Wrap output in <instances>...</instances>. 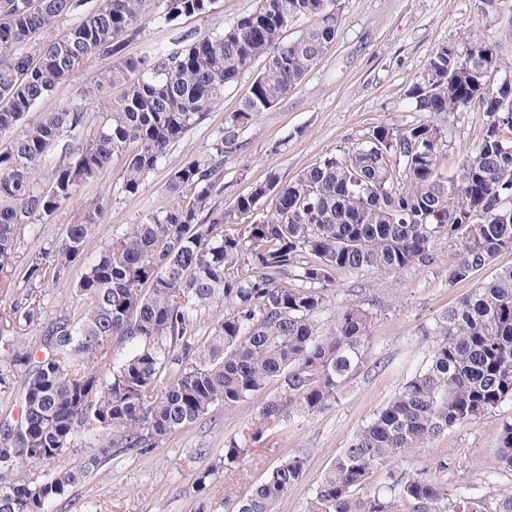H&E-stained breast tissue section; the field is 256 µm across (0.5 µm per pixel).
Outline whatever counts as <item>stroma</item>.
I'll use <instances>...</instances> for the list:
<instances>
[{"label": "stroma", "instance_id": "1", "mask_svg": "<svg viewBox=\"0 0 512 512\" xmlns=\"http://www.w3.org/2000/svg\"><path fill=\"white\" fill-rule=\"evenodd\" d=\"M343 15L334 46L288 96L259 113L239 132V150L224 159L221 206L256 182L276 174L294 180L319 157L337 153L359 141L373 127L419 120L407 97L430 56L441 43L460 45L473 35L496 45L512 62V10L504 0H338ZM254 0H215L202 19L184 18L172 25L146 21L140 39L125 52L138 56L155 49H177L191 40L219 32L250 10ZM112 66L106 57L84 63L39 106L50 112L80 106L91 117L108 111L120 87L102 80ZM252 76L227 88L223 105L184 138L172 144L152 173L140 197L129 199L117 187L123 171L116 160L101 181L84 191L103 197L106 220L90 240L87 252L96 254L112 238L139 223L151 209L163 206V187L171 171L187 159L205 157L231 115L247 96ZM486 125L482 112L472 109L456 116L445 130L447 145L440 157L444 171L455 173L463 158L479 145ZM81 208L80 202L60 211L46 223L22 231L17 251L25 260L30 251L59 241ZM458 248L447 240L435 244L436 258L392 275L376 272H337L328 288L329 304L321 317L331 326L342 302L356 301L371 316L372 362L355 375L340 398L309 416L292 417L258 443L252 444L242 468L225 471L226 442L259 422V400L236 411L200 419L147 452L114 456L97 474L71 488L55 501L51 512H232L234 505L259 485L279 461L291 454L307 458L303 479L281 501L277 512H305L324 470L333 458L421 368L429 354L423 329L433 326L482 281L512 267V252L502 253L470 279L449 282L448 271ZM512 421V401L481 419L461 425L426 448L414 449L409 471L434 474L439 459H447L444 479L449 492L482 499L512 497V469L497 456V434ZM209 472L210 487L200 491L196 479Z\"/></svg>", "mask_w": 512, "mask_h": 512}]
</instances>
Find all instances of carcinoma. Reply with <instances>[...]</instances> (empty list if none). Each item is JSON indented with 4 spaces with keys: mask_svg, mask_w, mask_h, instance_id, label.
<instances>
[{
    "mask_svg": "<svg viewBox=\"0 0 512 512\" xmlns=\"http://www.w3.org/2000/svg\"><path fill=\"white\" fill-rule=\"evenodd\" d=\"M147 0H0V51H33L0 60V138L85 62L113 58L102 79L123 86L86 142L73 141L90 116L81 107L41 112L0 148V275L12 287L20 230L48 221L112 160H124L119 186L137 198L171 144L224 102V91L254 75L249 95L206 158H191L164 186L167 203L112 239L95 258L85 251L104 223V200L84 201L63 239L31 251L19 272L10 314L35 326L22 349L0 327V394L18 409L17 432L0 430V512H49L48 506L112 457L150 450L196 420L229 412L272 383L260 407L272 424L312 415L338 399L371 354V316L347 300L321 330L326 291L339 270L394 274L434 259V243L458 246L448 272L469 278L512 251V81L494 91L482 71L511 70L495 48L470 39L444 42L408 90L432 122L381 124L341 151L322 156L287 183L271 174L226 209L224 155L238 131L288 96L332 48L341 25L338 0H257L223 31L183 48L126 56L141 34ZM155 20L204 17L214 0H161ZM79 20L58 38L36 37L67 15ZM303 25L291 40L285 33ZM261 68H256V64ZM488 117L476 150L456 173L440 169V129L472 106ZM63 159L43 171L48 153ZM81 305L46 319L44 286L70 278ZM298 281L288 286V279ZM216 299L229 312L196 342L201 310ZM425 366L373 414L320 479L306 512H512L464 493L448 494L435 476L395 469L415 448L512 400V268L463 297L436 326ZM177 374L158 382L169 363ZM20 387H15L16 375ZM263 429L225 444L224 470L245 460ZM94 440L79 466L50 465ZM498 457L512 469V422L497 435ZM46 467L38 478L31 466ZM306 459L288 456L243 498L235 512H276L302 480ZM384 483L371 486L376 472Z\"/></svg>",
    "mask_w": 512,
    "mask_h": 512,
    "instance_id": "cac0c4a2",
    "label": "carcinoma"
}]
</instances>
